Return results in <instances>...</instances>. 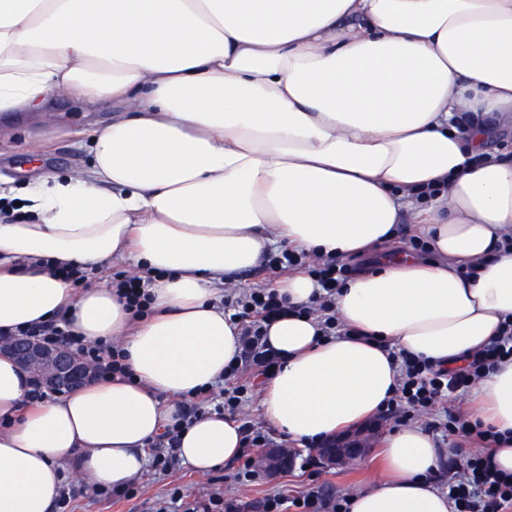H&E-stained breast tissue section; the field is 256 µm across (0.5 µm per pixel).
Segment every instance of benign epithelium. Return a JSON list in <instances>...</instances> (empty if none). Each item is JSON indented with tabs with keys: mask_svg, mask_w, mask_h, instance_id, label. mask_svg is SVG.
Here are the masks:
<instances>
[{
	"mask_svg": "<svg viewBox=\"0 0 512 512\" xmlns=\"http://www.w3.org/2000/svg\"><path fill=\"white\" fill-rule=\"evenodd\" d=\"M11 355L51 389L74 390L92 379L93 369L72 348L59 344L46 347L34 341L14 339L0 345V353ZM371 433L341 436L335 442L316 449L317 456L329 467H342L362 461L369 451ZM296 452L267 448L257 454L254 463L263 471L284 470L294 462Z\"/></svg>",
	"mask_w": 512,
	"mask_h": 512,
	"instance_id": "benign-epithelium-1",
	"label": "benign epithelium"
}]
</instances>
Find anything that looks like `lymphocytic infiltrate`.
<instances>
[{"mask_svg":"<svg viewBox=\"0 0 512 512\" xmlns=\"http://www.w3.org/2000/svg\"><path fill=\"white\" fill-rule=\"evenodd\" d=\"M272 264L282 272L306 271L317 280L322 291L307 312L319 320L324 335L341 334L335 309L336 292L354 274V266L330 256L311 260L288 249L275 257ZM152 282V275L146 271L138 274L121 271L111 278L113 288L137 318L149 313L148 289ZM221 304L232 312L240 328L241 349L230 366L229 376L234 383L225 389L223 401L215 404L214 409L235 417L253 396L257 380L272 376L277 367L276 355L266 346V328L271 321L287 313L288 303L275 289L262 287L224 296ZM18 337L45 346L61 343L71 346L93 367L98 380L126 372L122 349L111 343L83 340L63 316L15 330H0V340ZM393 359L399 367L400 378L393 397L371 422V429L381 430L386 422L405 425L420 414H427L426 428L436 432L441 440L450 441L458 450L456 475L448 483V494L456 512H512V476L492 466L485 453L486 448L499 440V433L471 421L457 404L478 380L488 377L503 360L512 359V322L504 324L499 336L474 354L462 370L442 369L404 351L395 352ZM202 408V402L183 401L178 419L152 440V447L159 450L153 459L156 471L165 472L173 466L176 460L173 450L178 446L179 434ZM465 442L472 444V451H462L461 445ZM266 509L267 512H348L346 499L327 497L317 490L300 499L269 497Z\"/></svg>","mask_w":512,"mask_h":512,"instance_id":"obj_1","label":"lymphocytic infiltrate"}]
</instances>
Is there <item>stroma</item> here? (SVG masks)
I'll return each mask as SVG.
<instances>
[{
    "label": "stroma",
    "mask_w": 512,
    "mask_h": 512,
    "mask_svg": "<svg viewBox=\"0 0 512 512\" xmlns=\"http://www.w3.org/2000/svg\"><path fill=\"white\" fill-rule=\"evenodd\" d=\"M51 111L45 120L19 119L0 124V188L20 190L33 178L51 173L65 176L87 168L90 160V131L112 119V105L105 102L95 110L75 108L67 100L51 98ZM52 138H45L46 129ZM43 142L39 161H32L28 150ZM378 459L369 455L357 465L343 469L290 470L270 477L239 483L234 479L236 466L230 465L208 474H197L180 463L165 473L146 468L134 483L135 490L126 496L96 495L74 466H66V481L75 490L65 512H159L172 495L192 502L203 492H217L238 506V512H264L265 499L281 493L298 497L319 489L325 495L342 498L367 488L377 473Z\"/></svg>",
    "instance_id": "35a3bbf8"
}]
</instances>
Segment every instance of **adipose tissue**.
<instances>
[{
	"instance_id": "adipose-tissue-1",
	"label": "adipose tissue",
	"mask_w": 512,
	"mask_h": 512,
	"mask_svg": "<svg viewBox=\"0 0 512 512\" xmlns=\"http://www.w3.org/2000/svg\"><path fill=\"white\" fill-rule=\"evenodd\" d=\"M54 95L119 114L92 131L88 168L45 175L0 224V328L67 313L76 334L119 342L129 375L33 405L0 355V512H50L73 459L91 486L133 483L176 402L238 354L220 288L268 251L381 253L336 297L345 336L297 314L312 276L276 281L295 310L267 331L281 364L262 415L293 443L377 415L398 378L390 345L460 368L512 319V151L488 146L489 124L512 129V0H0V115ZM406 220L434 258L399 242ZM46 258L162 271L152 315L132 320L107 285L75 291ZM474 394L479 420L512 433V361ZM243 446L213 413L178 455L206 473ZM382 446L389 476L350 512H454L423 427Z\"/></svg>"
}]
</instances>
